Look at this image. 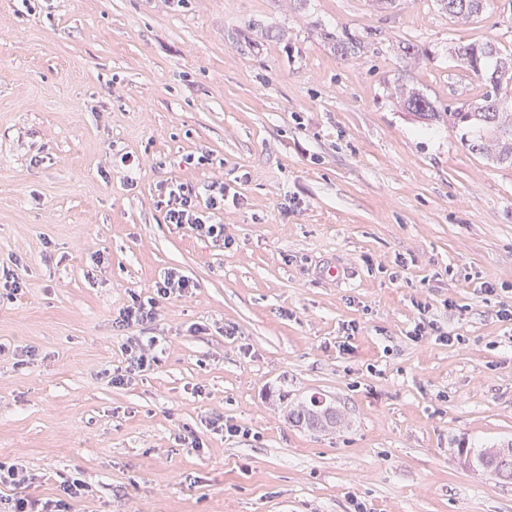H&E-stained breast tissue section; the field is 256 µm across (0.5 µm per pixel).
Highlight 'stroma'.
<instances>
[{"label":"stroma","instance_id":"1","mask_svg":"<svg viewBox=\"0 0 512 512\" xmlns=\"http://www.w3.org/2000/svg\"><path fill=\"white\" fill-rule=\"evenodd\" d=\"M345 29L366 40L343 58L323 34ZM487 40L512 52V0L467 22L435 0H0V268L21 283L0 292V462L26 495L512 512V481L470 461L512 443V163L395 94L477 98L453 47ZM217 180L226 246L157 204ZM172 268L192 295L119 327ZM422 319L449 341L414 337ZM136 340L158 363L113 385ZM314 395L336 428L295 422ZM157 302L154 297L146 300L137 296L132 299V304L127 305L119 313L118 323L122 326H135L151 322L156 317Z\"/></svg>","mask_w":512,"mask_h":512}]
</instances>
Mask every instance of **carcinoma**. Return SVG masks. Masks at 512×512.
Wrapping results in <instances>:
<instances>
[{
  "instance_id": "obj_1",
  "label": "carcinoma",
  "mask_w": 512,
  "mask_h": 512,
  "mask_svg": "<svg viewBox=\"0 0 512 512\" xmlns=\"http://www.w3.org/2000/svg\"><path fill=\"white\" fill-rule=\"evenodd\" d=\"M457 0H436L440 9L459 21H467L481 14L486 0H469L470 10L463 13L456 8ZM334 48L346 57L364 43L363 37L347 30L339 34L328 33ZM459 66L472 72L481 80L486 91L478 100L464 105V110L437 111L434 103L420 92L401 89L405 109L418 120L446 121L453 128H467L474 133L472 145L487 156L512 160V112L500 110L502 90L512 85V53L503 52L490 41L457 44L454 47ZM297 421L312 429L336 424V408L315 399L309 400L296 413ZM473 461L495 476L512 480V446L485 448L474 455Z\"/></svg>"
}]
</instances>
